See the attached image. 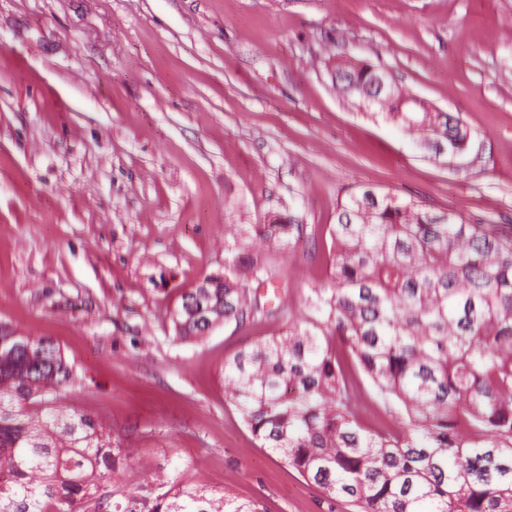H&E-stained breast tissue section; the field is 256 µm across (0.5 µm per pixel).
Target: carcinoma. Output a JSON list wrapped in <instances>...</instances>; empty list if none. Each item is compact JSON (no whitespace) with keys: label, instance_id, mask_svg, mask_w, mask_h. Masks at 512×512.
Listing matches in <instances>:
<instances>
[{"label":"carcinoma","instance_id":"obj_1","mask_svg":"<svg viewBox=\"0 0 512 512\" xmlns=\"http://www.w3.org/2000/svg\"><path fill=\"white\" fill-rule=\"evenodd\" d=\"M336 87L416 135L434 160L467 149L463 122L372 66H336ZM382 91H377L379 81ZM293 216L232 224L224 271L170 312L183 341L267 316L275 277L258 239L284 251ZM326 284L279 334L224 364V395L261 442L329 502L357 512H512V235L366 188L341 202ZM368 381L387 419L359 415ZM79 377L52 339L0 323V512H266L258 499L189 483L112 492L132 459L112 429L60 404Z\"/></svg>","mask_w":512,"mask_h":512}]
</instances>
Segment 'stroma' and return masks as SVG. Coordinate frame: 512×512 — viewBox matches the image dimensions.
<instances>
[{"label":"stroma","instance_id":"35a3bbf8","mask_svg":"<svg viewBox=\"0 0 512 512\" xmlns=\"http://www.w3.org/2000/svg\"><path fill=\"white\" fill-rule=\"evenodd\" d=\"M344 61L459 117L458 166L340 96ZM365 186L512 233V0H0V321L59 344L65 405L133 449L113 489L178 469L267 512H348L224 399L225 361L283 319L180 341L166 312L223 270L225 225L290 213L315 235L270 301L299 310Z\"/></svg>","mask_w":512,"mask_h":512}]
</instances>
